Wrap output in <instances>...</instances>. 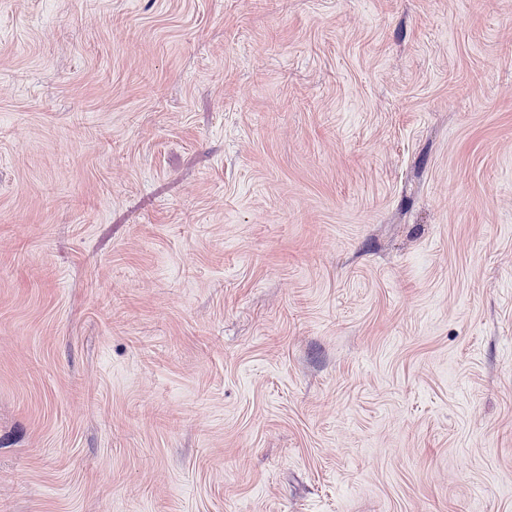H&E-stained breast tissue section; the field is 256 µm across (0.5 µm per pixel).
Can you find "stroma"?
Instances as JSON below:
<instances>
[{"instance_id":"1","label":"stroma","mask_w":512,"mask_h":512,"mask_svg":"<svg viewBox=\"0 0 512 512\" xmlns=\"http://www.w3.org/2000/svg\"><path fill=\"white\" fill-rule=\"evenodd\" d=\"M0 512H512V0H0Z\"/></svg>"}]
</instances>
